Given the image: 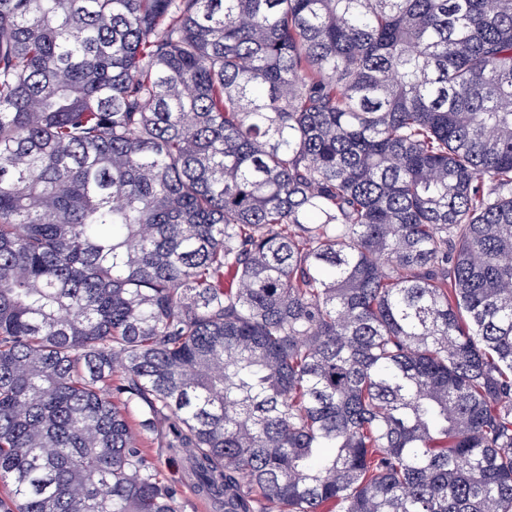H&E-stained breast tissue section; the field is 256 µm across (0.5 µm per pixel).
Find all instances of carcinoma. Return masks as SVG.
Segmentation results:
<instances>
[{
    "mask_svg": "<svg viewBox=\"0 0 512 512\" xmlns=\"http://www.w3.org/2000/svg\"><path fill=\"white\" fill-rule=\"evenodd\" d=\"M144 433L512 512V0H0V512H178Z\"/></svg>",
    "mask_w": 512,
    "mask_h": 512,
    "instance_id": "cac0c4a2",
    "label": "carcinoma"
}]
</instances>
